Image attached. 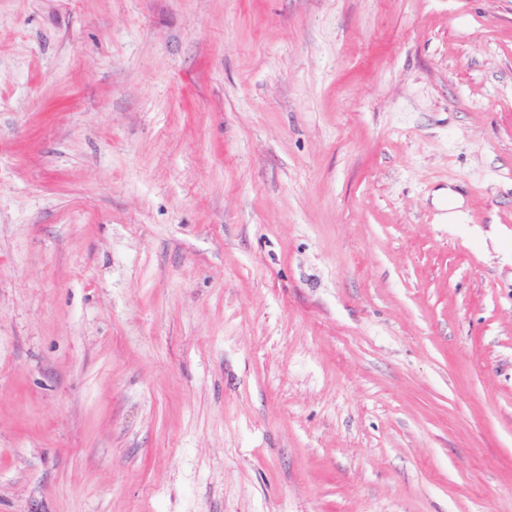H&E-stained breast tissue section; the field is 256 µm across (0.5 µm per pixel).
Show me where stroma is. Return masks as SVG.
<instances>
[{"mask_svg":"<svg viewBox=\"0 0 512 512\" xmlns=\"http://www.w3.org/2000/svg\"><path fill=\"white\" fill-rule=\"evenodd\" d=\"M0 512H512V0H0Z\"/></svg>","mask_w":512,"mask_h":512,"instance_id":"obj_1","label":"stroma"}]
</instances>
